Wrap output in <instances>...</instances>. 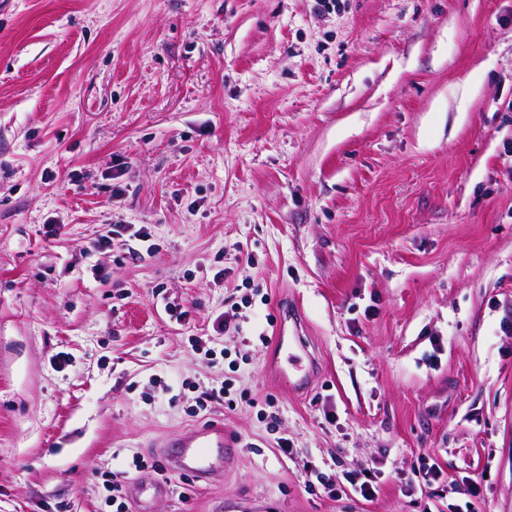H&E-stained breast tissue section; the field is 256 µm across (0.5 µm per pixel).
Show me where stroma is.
<instances>
[{
	"instance_id": "1",
	"label": "stroma",
	"mask_w": 512,
	"mask_h": 512,
	"mask_svg": "<svg viewBox=\"0 0 512 512\" xmlns=\"http://www.w3.org/2000/svg\"><path fill=\"white\" fill-rule=\"evenodd\" d=\"M510 147L512 0H0V512L213 420L233 469L155 512H512ZM292 336L293 337H291V338H290V336H288V341H287L284 326L281 327V325H280L279 330H278V336H276V341H275V349H278V354H280L282 350H286V351L288 350L289 363L293 358H295V359L299 358L296 354H294L291 351L292 349H294L295 347L304 349V345L302 343V336L300 335V331L296 324L294 325V329L292 331ZM290 365L294 367L293 375H294V377L297 378V381H296L297 385L298 386L303 385L306 382L307 373L304 372L303 369L299 368L300 365H298L297 363H293V364L290 363ZM343 478L349 488L365 501H373L377 496L378 484L374 478V472L370 468L359 471H347Z\"/></svg>"
}]
</instances>
